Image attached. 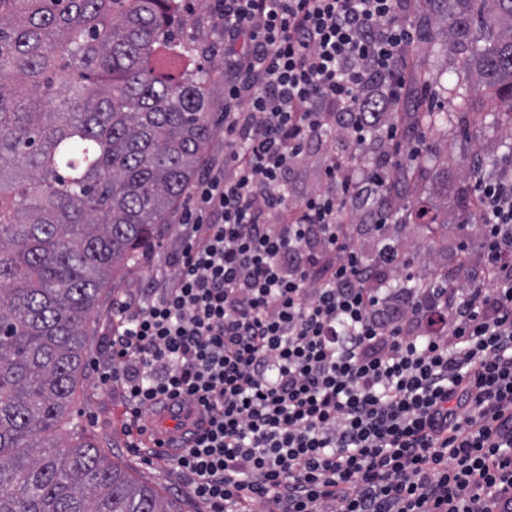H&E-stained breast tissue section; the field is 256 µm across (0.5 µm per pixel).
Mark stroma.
<instances>
[{
	"instance_id": "35a3bbf8",
	"label": "stroma",
	"mask_w": 512,
	"mask_h": 512,
	"mask_svg": "<svg viewBox=\"0 0 512 512\" xmlns=\"http://www.w3.org/2000/svg\"><path fill=\"white\" fill-rule=\"evenodd\" d=\"M207 5V0H179L183 22L179 36L195 41L200 47L198 54L181 60L179 66L188 71L201 66L214 70L209 87L210 96L216 103L211 114L214 135L207 148L208 155L213 156L224 151V45L214 30ZM475 109L488 113V121L471 126L468 135L435 140L432 161L440 176L434 181H420L411 193L412 199L435 215V224L427 225L416 218H409L401 237L407 255L414 261L413 273L431 278L445 277L457 285L461 284L464 276L455 256L460 243H467L474 249L480 242L477 223H468L463 233L455 231L454 222L462 212L461 162L471 158L476 150L495 149L501 136L512 131V122L498 119L499 109L493 95L481 97ZM149 273V266L141 261L127 268L102 295L92 312L87 359L84 377L76 394V410L90 439L109 459L122 463L134 477L163 494L177 496L182 512H206L204 505L185 492L174 470L149 458L145 449L129 446L122 430L126 407L118 390L100 388L95 384V363L108 359L104 331L112 316V299L118 293L141 287Z\"/></svg>"
}]
</instances>
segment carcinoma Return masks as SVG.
Segmentation results:
<instances>
[{
	"instance_id": "obj_1",
	"label": "carcinoma",
	"mask_w": 512,
	"mask_h": 512,
	"mask_svg": "<svg viewBox=\"0 0 512 512\" xmlns=\"http://www.w3.org/2000/svg\"><path fill=\"white\" fill-rule=\"evenodd\" d=\"M418 0L420 38L460 54L445 89L411 69L397 116L429 144L395 161L388 198L409 211L434 179L432 141L470 129L495 94L512 115V0ZM177 0H0V512H181L102 455L72 412L101 292L156 242L213 136L210 73L165 72L191 56ZM500 155L469 161L466 181Z\"/></svg>"
}]
</instances>
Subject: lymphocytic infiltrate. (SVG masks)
<instances>
[{
    "mask_svg": "<svg viewBox=\"0 0 512 512\" xmlns=\"http://www.w3.org/2000/svg\"><path fill=\"white\" fill-rule=\"evenodd\" d=\"M408 5L211 0L224 153L163 265L113 301L95 367L131 441L143 411L172 416L170 464L209 512H512V161L474 182L466 287L397 288L409 266L379 200L424 145L396 122L420 43ZM372 137L379 165L357 155Z\"/></svg>",
    "mask_w": 512,
    "mask_h": 512,
    "instance_id": "obj_1",
    "label": "lymphocytic infiltrate"
}]
</instances>
